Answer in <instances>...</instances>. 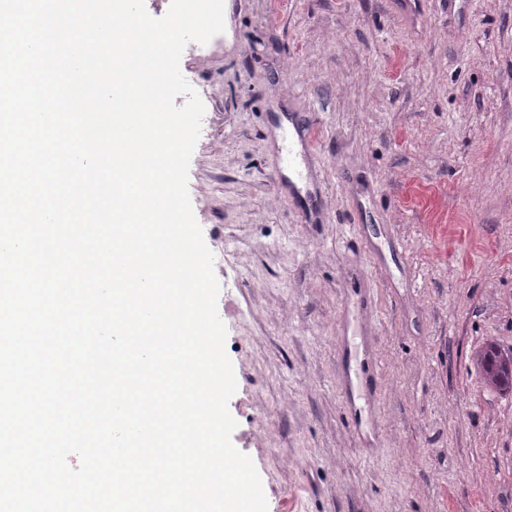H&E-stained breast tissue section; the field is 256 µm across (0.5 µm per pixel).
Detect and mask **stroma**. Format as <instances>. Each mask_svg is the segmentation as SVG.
<instances>
[{"instance_id":"35a3bbf8","label":"stroma","mask_w":512,"mask_h":512,"mask_svg":"<svg viewBox=\"0 0 512 512\" xmlns=\"http://www.w3.org/2000/svg\"><path fill=\"white\" fill-rule=\"evenodd\" d=\"M180 70L235 447L267 512H512V0H225ZM314 134L309 222L277 180ZM293 132L288 139V144L282 147L284 149V156L281 158L288 168L289 165L296 162L297 156H305L310 153L311 136L307 130H304L298 122L293 118H289ZM297 150L295 151V149ZM483 384L496 391H512V354L504 355L493 344H487L475 358Z\"/></svg>"}]
</instances>
